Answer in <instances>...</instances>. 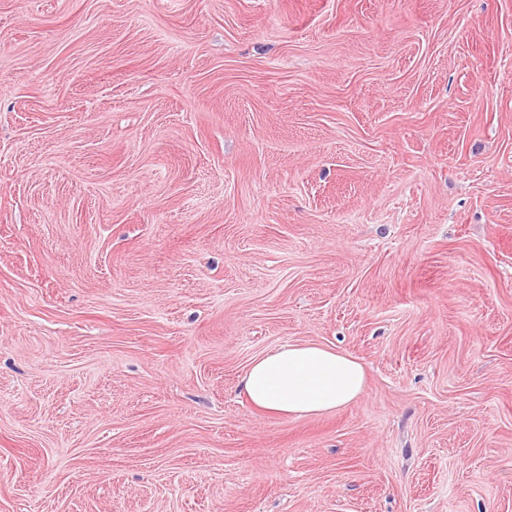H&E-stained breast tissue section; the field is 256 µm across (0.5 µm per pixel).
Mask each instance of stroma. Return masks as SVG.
I'll use <instances>...</instances> for the list:
<instances>
[{"label":"stroma","instance_id":"1","mask_svg":"<svg viewBox=\"0 0 512 512\" xmlns=\"http://www.w3.org/2000/svg\"><path fill=\"white\" fill-rule=\"evenodd\" d=\"M0 512H512V0H0ZM366 374L353 356L313 343L279 346L256 358L240 392L256 409L283 417H317L356 401Z\"/></svg>","mask_w":512,"mask_h":512}]
</instances>
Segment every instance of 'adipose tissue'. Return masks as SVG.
Wrapping results in <instances>:
<instances>
[{"mask_svg":"<svg viewBox=\"0 0 512 512\" xmlns=\"http://www.w3.org/2000/svg\"><path fill=\"white\" fill-rule=\"evenodd\" d=\"M366 374L353 356L313 343L280 346L256 358L240 392L256 409L283 417H317L356 401Z\"/></svg>","mask_w":512,"mask_h":512,"instance_id":"ef3b65f1","label":"adipose tissue"}]
</instances>
